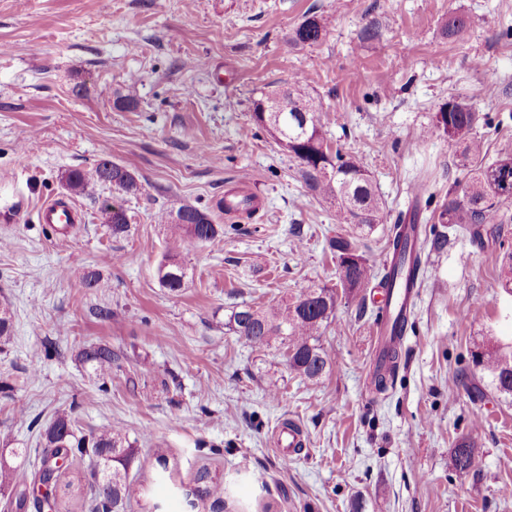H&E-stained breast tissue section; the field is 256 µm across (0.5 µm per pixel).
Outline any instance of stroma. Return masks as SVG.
Wrapping results in <instances>:
<instances>
[{
    "instance_id": "35a3bbf8",
    "label": "stroma",
    "mask_w": 512,
    "mask_h": 512,
    "mask_svg": "<svg viewBox=\"0 0 512 512\" xmlns=\"http://www.w3.org/2000/svg\"><path fill=\"white\" fill-rule=\"evenodd\" d=\"M460 14L477 21L462 44L446 32ZM312 15L323 39L295 44ZM295 80L385 205L361 238L372 276L339 295L321 337L335 363L313 382L282 346L252 348L226 326L235 308L336 284L333 207L252 119L262 91ZM458 96L506 122L479 128L484 162L512 149V0H0V212H12L0 220V304L13 312L0 449L25 451L9 461L15 490L32 487L40 431L65 413L84 434L124 429L156 512H190L182 487L202 466L223 475L229 512H512V396L473 363L488 341L512 340V293L500 286L512 223L477 241L438 221L468 179L435 120ZM103 158L140 191L97 184L75 196L72 235L41 223L40 205L67 193L64 175ZM229 194L253 196L255 211L218 212ZM107 202L124 209L127 234L113 236ZM181 205L212 211L224 233L181 244L188 279L172 293L156 274L172 248L160 216ZM414 205L421 291L398 373L372 393L378 271L390 227ZM91 270L99 285L88 290ZM95 344L116 355L110 377L81 356ZM287 420L304 446L286 456ZM463 441L480 450L464 479L453 461Z\"/></svg>"
}]
</instances>
